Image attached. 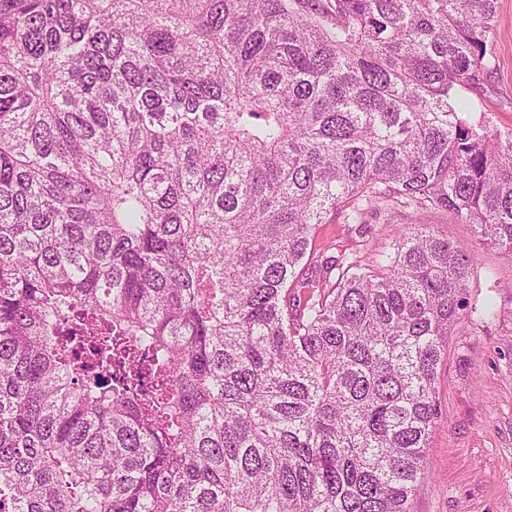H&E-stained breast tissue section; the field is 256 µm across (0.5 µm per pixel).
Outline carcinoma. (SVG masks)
I'll use <instances>...</instances> for the list:
<instances>
[{
    "label": "carcinoma",
    "mask_w": 512,
    "mask_h": 512,
    "mask_svg": "<svg viewBox=\"0 0 512 512\" xmlns=\"http://www.w3.org/2000/svg\"><path fill=\"white\" fill-rule=\"evenodd\" d=\"M497 0H0V508L412 512L474 257L512 251ZM497 6L498 36L487 46L494 66L462 96L481 100L492 124L505 131L512 129V0H498Z\"/></svg>",
    "instance_id": "1"
}]
</instances>
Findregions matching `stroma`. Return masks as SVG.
<instances>
[{
	"label": "stroma",
	"instance_id": "stroma-1",
	"mask_svg": "<svg viewBox=\"0 0 512 512\" xmlns=\"http://www.w3.org/2000/svg\"><path fill=\"white\" fill-rule=\"evenodd\" d=\"M498 35L487 46L493 66L463 97L482 101L492 124L512 129V0H498ZM409 224H427L460 251L474 255L472 298L492 295V318L461 317L448 335L438 368L440 416L426 450L430 477L414 512H512V251L484 247L470 225L448 211L396 205L366 208L357 224L343 216L318 227L312 244L365 267L376 250Z\"/></svg>",
	"mask_w": 512,
	"mask_h": 512
}]
</instances>
